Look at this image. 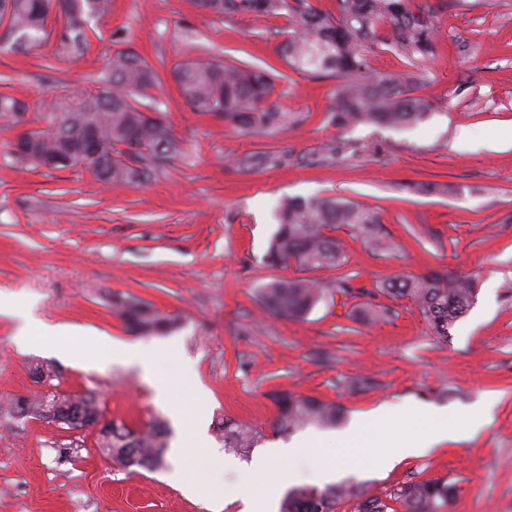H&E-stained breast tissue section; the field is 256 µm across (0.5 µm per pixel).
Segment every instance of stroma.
Here are the masks:
<instances>
[{
    "instance_id": "obj_1",
    "label": "stroma",
    "mask_w": 512,
    "mask_h": 512,
    "mask_svg": "<svg viewBox=\"0 0 512 512\" xmlns=\"http://www.w3.org/2000/svg\"><path fill=\"white\" fill-rule=\"evenodd\" d=\"M437 12L435 52L411 66L389 49L371 54L375 76L401 74L432 111L402 128L330 121L336 81L293 70L280 54L284 18H232L202 12L197 0H112L80 47L51 40L25 52L0 53V93L25 101L32 127L39 102L77 97L98 86L119 49L132 48L153 67L186 60L272 66L271 103L297 121L284 130L246 135L193 112L172 78L154 90L184 154L138 185H105L88 169H30L0 126V402L28 395L31 372L48 365L58 389L94 392L104 420L136 425L170 420L139 366L104 355L87 368L65 346L100 352L95 337L155 353L164 380L190 371L179 400L198 413L208 446L166 465L130 474L113 467L97 432H74L0 412V512H240L235 494L249 461L224 450V419L261 428L254 455L291 445L303 431L274 432L272 392L288 390L343 409L341 429L384 406L389 427L415 440L428 429L404 427L401 409L416 406L462 416L494 398L488 427L471 440L446 443L423 456H403L379 470L350 464L336 449L325 456L346 469L366 496L404 512L394 491L405 482L444 479L458 492L442 512H512V0H428ZM345 143L342 158L326 145ZM286 150L275 167L240 170L232 158ZM421 183L409 191L408 183ZM348 199L377 212L391 246L378 250L348 226L335 229L344 262L305 272L268 266L277 229L274 208L289 197ZM475 278L477 300L450 331L433 336L419 307L376 291L393 275L428 270ZM326 282L352 278L385 308L363 321L356 301L318 304L302 320L265 314L257 291L275 279L305 275ZM129 293L174 314L176 327L144 337L112 312V296ZM65 325L68 336L31 334L15 342L30 318ZM155 378V379H156ZM192 476L194 493L182 480ZM222 508H215L216 497Z\"/></svg>"
}]
</instances>
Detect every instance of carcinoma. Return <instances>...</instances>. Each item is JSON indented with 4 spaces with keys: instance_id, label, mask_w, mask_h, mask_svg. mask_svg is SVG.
<instances>
[{
    "instance_id": "cac0c4a2",
    "label": "carcinoma",
    "mask_w": 512,
    "mask_h": 512,
    "mask_svg": "<svg viewBox=\"0 0 512 512\" xmlns=\"http://www.w3.org/2000/svg\"><path fill=\"white\" fill-rule=\"evenodd\" d=\"M337 13L319 11L311 0H198L199 7L217 15L251 14L257 18L283 16L287 38L281 44L288 65L296 70L331 75L338 80L331 122L340 129L359 124L405 126L423 120L432 109L425 99L411 96L406 81L376 78L369 73V54L387 45L416 65L434 48L435 11L414 0H336ZM111 0H0V23H6L13 46L36 49L49 42L46 25L54 12L64 18L60 43L77 45L90 22L110 10ZM185 103L246 134L288 127L294 117L269 102L273 72L251 65L238 66L213 60H189L171 71ZM163 84L160 71L133 49L119 50L106 63L99 90L75 101L46 97L40 104L44 126L19 132L10 153L33 169L42 159H57L54 169L81 165L105 183L139 184L183 153L165 113L157 107L142 108L140 99ZM25 103L0 94V118L11 126L28 124ZM282 158L269 152L244 155L232 161L236 168L251 169L277 164ZM275 218L277 230L266 254L268 265L291 262L303 269L342 264L339 243L326 231L346 224L381 248V221L374 211L335 198H299L282 201ZM382 290L416 302L433 334L448 341L450 329L476 301L473 278L450 277L448 271L430 270L410 278L389 280ZM364 286L340 278L326 284L314 279L273 280L259 289L263 312L279 318L299 319L320 302L335 296L369 295ZM113 312L126 328L139 336H154L176 326V319L147 300L116 293ZM277 414L276 432H290L308 425L331 427L341 418L340 408L287 391L272 395ZM12 412L22 418L50 421L51 414L75 412L100 425L98 447L112 462L129 473L153 471L165 464L168 430L160 420L144 426L104 421L92 393L64 394L58 390L37 398L17 396ZM262 432L237 420L224 419V449L247 455ZM457 493L446 480L405 483L393 493L404 512H439ZM357 501V512H387L377 497L363 495L360 485L345 481L317 487L296 488L288 494L281 512H332L339 500Z\"/></svg>"
}]
</instances>
